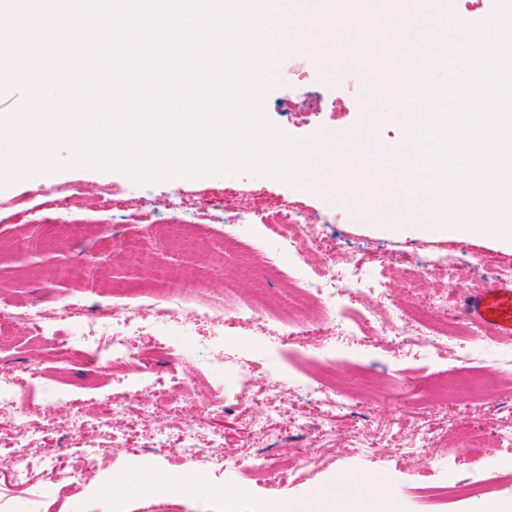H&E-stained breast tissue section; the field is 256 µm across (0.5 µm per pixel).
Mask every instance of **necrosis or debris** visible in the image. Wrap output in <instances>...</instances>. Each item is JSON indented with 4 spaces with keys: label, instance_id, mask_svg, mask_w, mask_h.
I'll use <instances>...</instances> for the list:
<instances>
[{
    "label": "necrosis or debris",
    "instance_id": "1",
    "mask_svg": "<svg viewBox=\"0 0 512 512\" xmlns=\"http://www.w3.org/2000/svg\"><path fill=\"white\" fill-rule=\"evenodd\" d=\"M194 220L199 224H220L225 238L237 240L245 224H261L268 237L280 244L279 252H287L298 260L318 256L316 269L319 312L311 320L300 314H290L287 327L295 335L320 336L327 328L340 327L343 335H352L349 326L340 325L339 310L350 294L372 298L383 312L379 332L389 336L419 337L435 346L444 338L460 333L458 318H445L446 300L433 298L430 315L407 310L397 301L390 289L379 279L366 276L349 251L331 245L313 229L318 218L281 199L254 211H245L230 203L216 202L197 212ZM206 278L189 275L176 269H157L145 281V289L133 301L112 305L110 310V339L90 351L88 358L102 369H110L119 359L135 358L138 347L134 336L139 324L150 322L168 326L197 324L222 319L231 314L241 320L254 319L256 311L251 304L225 298L218 303H205L193 298V291L205 288Z\"/></svg>",
    "mask_w": 512,
    "mask_h": 512
}]
</instances>
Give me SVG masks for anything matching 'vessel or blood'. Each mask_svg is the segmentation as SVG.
<instances>
[{
  "label": "vessel or blood",
  "mask_w": 512,
  "mask_h": 512,
  "mask_svg": "<svg viewBox=\"0 0 512 512\" xmlns=\"http://www.w3.org/2000/svg\"><path fill=\"white\" fill-rule=\"evenodd\" d=\"M463 317L491 327L496 335L512 336V281H495L463 295Z\"/></svg>",
  "instance_id": "1"
}]
</instances>
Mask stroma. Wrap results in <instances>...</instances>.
I'll use <instances>...</instances> for the list:
<instances>
[{"instance_id": "35a3bbf8", "label": "stroma", "mask_w": 512, "mask_h": 512, "mask_svg": "<svg viewBox=\"0 0 512 512\" xmlns=\"http://www.w3.org/2000/svg\"><path fill=\"white\" fill-rule=\"evenodd\" d=\"M277 69L278 84L266 94L263 111L285 135L316 144L338 129L367 132L390 148L402 141L401 113L369 112L365 91L312 64L308 52L281 53ZM227 193L244 208L286 199L328 217L322 227L327 240L348 247L363 268L383 270L406 307L441 295L449 310H457L463 290L485 287L496 267L512 265V248L489 237L399 236L376 213L355 217L334 192L246 171L138 185L118 171L73 167L45 181L2 187L0 304L22 307L41 299L56 322L77 305L108 310L114 291L134 287L150 269L212 268L216 274L205 298L232 296L253 304L259 317L148 328L137 360L115 374L87 365L78 337L1 331L0 384L30 363L42 374L35 387L16 394L32 408L26 456L75 475L62 484L38 467L21 484L1 469L0 512H113L118 483L146 471L159 477L192 474L207 486L186 494L159 489L130 495L125 512H259L337 478L365 474L378 475L395 490L399 512H469L476 500H512V445L499 439L500 432L512 431V366L497 361L512 352V338H491L490 352L473 362L486 386L464 397L454 390L467 349L463 341L428 347L414 336L398 342L373 333L346 341L332 329L321 336H283L268 315L287 313L292 303L313 314L308 290L317 261L300 263L299 278L257 285L254 275L242 271L222 225L192 221L197 207ZM175 202L186 221L182 240L161 243L141 264L126 263V244L140 232L129 223L130 213L143 211L163 223ZM407 263L421 266L424 287L402 285L399 270ZM63 343L71 348L65 362L57 357ZM206 345L223 346L228 364H210L201 352ZM175 373L191 379L193 391L183 394L178 410L162 400L145 414L141 397L153 378ZM309 381L335 389L341 406L325 412L305 400L299 386ZM242 391L255 399L256 410L238 401ZM203 395L223 398V412L203 415ZM114 400L124 410L112 416ZM78 415L89 422L80 431L74 428ZM107 416L111 428L92 427V420ZM201 420L208 432L224 437L211 456H256L277 466V474L198 463L182 447L180 434ZM254 420L261 430L249 429ZM162 426L171 432L167 447H151L153 432ZM424 433L431 438V460L419 467L413 454ZM358 434L368 441L361 453L352 449ZM311 457L319 464L310 471L303 462ZM458 482L469 484L471 495L454 493Z\"/></svg>"}]
</instances>
